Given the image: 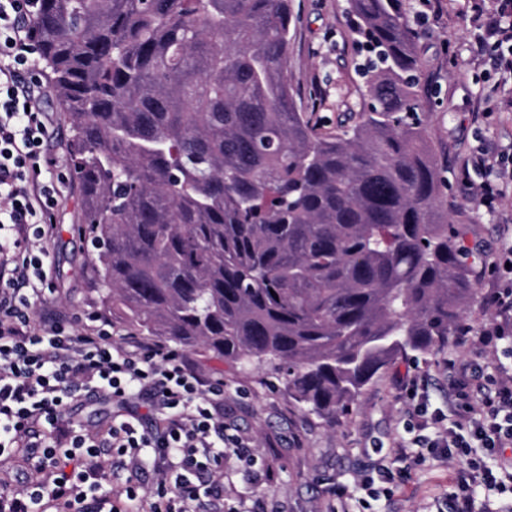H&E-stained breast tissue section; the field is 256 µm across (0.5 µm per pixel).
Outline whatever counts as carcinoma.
Masks as SVG:
<instances>
[{"label": "carcinoma", "mask_w": 512, "mask_h": 512, "mask_svg": "<svg viewBox=\"0 0 512 512\" xmlns=\"http://www.w3.org/2000/svg\"><path fill=\"white\" fill-rule=\"evenodd\" d=\"M360 112L323 130L288 83L291 0H41L81 234L112 321L267 367L328 423L493 302L448 211L399 0H347Z\"/></svg>", "instance_id": "carcinoma-1"}]
</instances>
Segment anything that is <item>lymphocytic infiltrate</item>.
<instances>
[{
	"label": "lymphocytic infiltrate",
	"instance_id": "lymphocytic-infiltrate-1",
	"mask_svg": "<svg viewBox=\"0 0 512 512\" xmlns=\"http://www.w3.org/2000/svg\"><path fill=\"white\" fill-rule=\"evenodd\" d=\"M39 8L40 0H0V457L27 472L18 485L0 468V512H198L201 479L222 468L226 449L242 445L224 432L223 385L178 354L140 340L112 343L107 317L77 333L36 314L52 291L47 244L55 229V187L39 174L49 135L43 83L32 68L41 52L32 24ZM475 45L493 70L512 74V0H503ZM475 393L485 399L482 409L470 401ZM97 394L111 400L112 420L84 427L71 411ZM140 398L150 403V419L130 409ZM448 401L470 434L449 433L442 447L512 443L511 382L463 378ZM111 460L128 470L118 490ZM147 464L159 479L143 495L138 480ZM475 484L512 493V471L459 472L450 512H475Z\"/></svg>",
	"mask_w": 512,
	"mask_h": 512
}]
</instances>
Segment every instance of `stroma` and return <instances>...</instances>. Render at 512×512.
Masks as SVG:
<instances>
[{
    "label": "stroma",
    "mask_w": 512,
    "mask_h": 512,
    "mask_svg": "<svg viewBox=\"0 0 512 512\" xmlns=\"http://www.w3.org/2000/svg\"><path fill=\"white\" fill-rule=\"evenodd\" d=\"M500 0H431L427 24L416 25L421 59L420 96L429 115L433 142L448 181V206L455 223L465 227L467 246L481 245L478 267L483 294L496 291L508 275L499 258L512 248V178L500 180L502 195L495 210L480 204L461 181L460 166L476 154L512 166V78L502 79L475 50L478 25L491 18ZM346 0H292L288 79L301 93V104L321 126L332 129L358 111L365 85L354 23ZM42 106L53 134L44 150L60 180L56 231L49 244L55 263V292L40 307L48 319L72 320L82 330L90 314L101 312L90 257L78 236L82 222L80 188L67 161L69 121L60 112L54 87H47ZM468 340L450 337L445 349L399 360L385 369L359 397L357 413L335 425L305 416L290 403L281 381L257 370H243L202 352L189 353L199 371L224 382V422L236 429L254 464L230 457L224 461V505L232 512H252L257 499L273 502L279 512H329L328 487L344 486L354 496L345 512H448L458 470L478 463L512 464V446L470 448L442 456L434 443L439 426L409 428L413 409L405 380L419 375L426 383L419 400L429 414L448 409V390L458 374L485 379H512V357L498 346L484 345L482 333L499 324L496 313L472 310ZM407 445L424 454L421 464L398 460L394 450ZM391 481H383V470ZM373 478L381 494L365 497L359 485Z\"/></svg>",
    "instance_id": "stroma-1"
}]
</instances>
